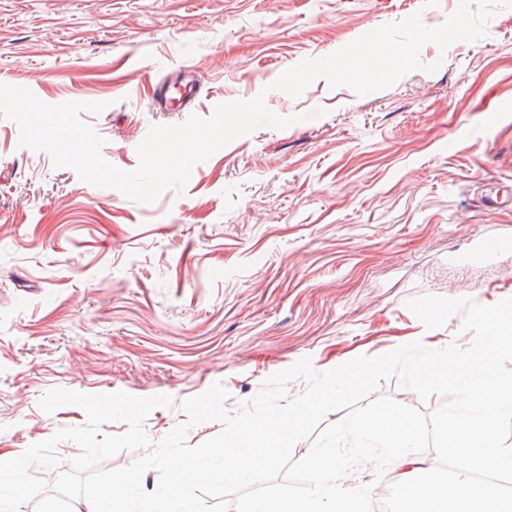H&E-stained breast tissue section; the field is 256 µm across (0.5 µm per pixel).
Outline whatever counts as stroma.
Wrapping results in <instances>:
<instances>
[{
  "instance_id": "35a3bbf8",
  "label": "stroma",
  "mask_w": 512,
  "mask_h": 512,
  "mask_svg": "<svg viewBox=\"0 0 512 512\" xmlns=\"http://www.w3.org/2000/svg\"><path fill=\"white\" fill-rule=\"evenodd\" d=\"M460 0H0V84L83 113L118 168H137L155 124L210 118L263 97L296 116L197 164L183 195L142 204L83 182L20 146L0 115V454L83 425L44 413L50 389L175 401L213 383L228 407L310 358L316 370L415 340L468 346L454 315L426 329L408 301L512 297V8L485 38L423 45L435 72L367 95L315 80L273 89L287 69L421 14L436 26ZM196 71L189 112H159L152 88ZM504 202L485 210L481 195Z\"/></svg>"
}]
</instances>
